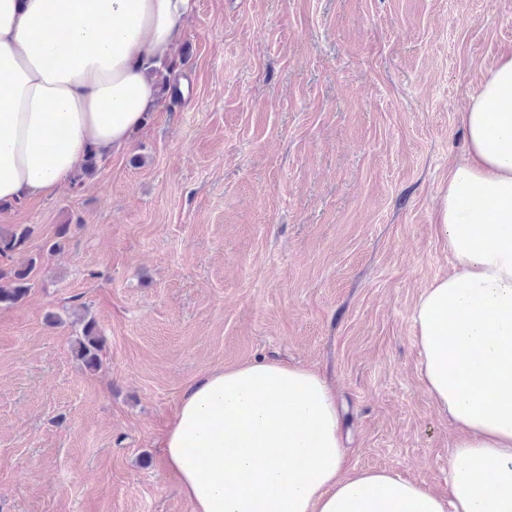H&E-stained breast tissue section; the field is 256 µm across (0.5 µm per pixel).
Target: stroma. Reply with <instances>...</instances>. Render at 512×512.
Segmentation results:
<instances>
[{
  "instance_id": "35a3bbf8",
  "label": "stroma",
  "mask_w": 512,
  "mask_h": 512,
  "mask_svg": "<svg viewBox=\"0 0 512 512\" xmlns=\"http://www.w3.org/2000/svg\"><path fill=\"white\" fill-rule=\"evenodd\" d=\"M182 43L187 96L81 186L0 211L33 229L5 266L37 262L0 308V512H192L156 440L188 384L257 358L327 378L350 467L447 493L458 431L413 309L451 270L435 203L512 0H199ZM104 348L105 339L96 321L92 317L84 319L80 333L73 341L76 357L89 371H95L102 364Z\"/></svg>"
}]
</instances>
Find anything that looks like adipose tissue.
<instances>
[{
    "label": "adipose tissue",
    "instance_id": "1",
    "mask_svg": "<svg viewBox=\"0 0 512 512\" xmlns=\"http://www.w3.org/2000/svg\"><path fill=\"white\" fill-rule=\"evenodd\" d=\"M197 0H0V205L51 197L128 147ZM439 195L452 270L420 295L421 377L459 432L448 493L351 469L332 387L255 359L189 384L156 445L192 512H512V54L458 115Z\"/></svg>",
    "mask_w": 512,
    "mask_h": 512
}]
</instances>
